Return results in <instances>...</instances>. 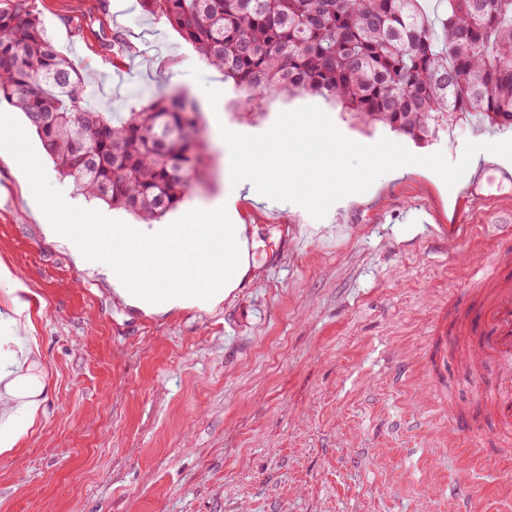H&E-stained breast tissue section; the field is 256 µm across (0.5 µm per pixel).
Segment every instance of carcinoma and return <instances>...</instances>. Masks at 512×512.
Instances as JSON below:
<instances>
[{
  "mask_svg": "<svg viewBox=\"0 0 512 512\" xmlns=\"http://www.w3.org/2000/svg\"><path fill=\"white\" fill-rule=\"evenodd\" d=\"M138 0L257 112L266 99L319 95L367 123L425 142L456 114L512 127V0ZM96 22L109 57L132 46ZM96 80L59 53L30 0H0V102L22 112L75 191L151 224L201 180L199 109L185 93L92 109Z\"/></svg>",
  "mask_w": 512,
  "mask_h": 512,
  "instance_id": "carcinoma-1",
  "label": "carcinoma"
}]
</instances>
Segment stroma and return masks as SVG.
<instances>
[{"mask_svg": "<svg viewBox=\"0 0 512 512\" xmlns=\"http://www.w3.org/2000/svg\"><path fill=\"white\" fill-rule=\"evenodd\" d=\"M105 3L134 48L109 63L98 28L69 22L88 0H32L57 49L98 74L91 108L122 117L135 98L175 89L197 100L208 177L162 222L239 193L249 271L214 307L130 304L109 265L48 233L27 176L0 150V363L17 333L42 383L34 417L0 419V436L17 439L0 453V512H455V488L472 512H512V458L481 450L496 439L490 387L456 358L436 361L434 338L439 311L466 286L464 264L494 245L485 227L512 225V186L490 184L468 204L473 233L448 249L434 229L462 183L408 165L316 218L236 191L223 137L265 134L281 113L315 106L354 142L386 138L455 164L466 143L512 140V130L468 114L421 145L313 96L245 117L232 84L169 25L137 0ZM402 368L404 382H390ZM438 380L475 421L461 439L449 440L431 396Z\"/></svg>", "mask_w": 512, "mask_h": 512, "instance_id": "stroma-1", "label": "stroma"}]
</instances>
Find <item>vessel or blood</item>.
I'll return each mask as SVG.
<instances>
[{
	"instance_id": "vessel-or-blood-1",
	"label": "vessel or blood",
	"mask_w": 512,
	"mask_h": 512,
	"mask_svg": "<svg viewBox=\"0 0 512 512\" xmlns=\"http://www.w3.org/2000/svg\"><path fill=\"white\" fill-rule=\"evenodd\" d=\"M467 285L482 301L477 309L459 305L456 329L469 337L461 356L476 383L490 381L488 404L499 426L495 455H512V231L500 236L489 256L469 265Z\"/></svg>"
}]
</instances>
